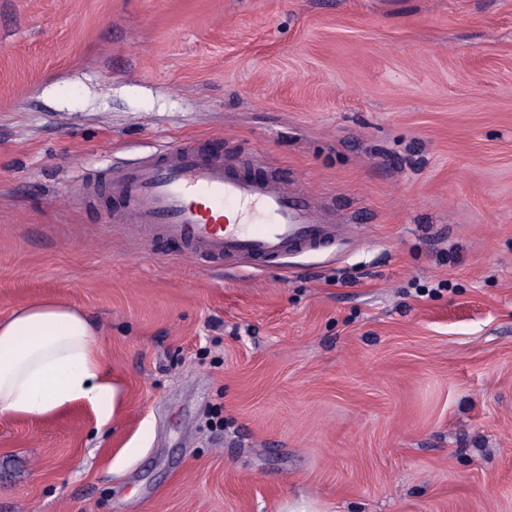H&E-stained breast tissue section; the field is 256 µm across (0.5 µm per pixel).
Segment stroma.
<instances>
[{
    "label": "stroma",
    "mask_w": 512,
    "mask_h": 512,
    "mask_svg": "<svg viewBox=\"0 0 512 512\" xmlns=\"http://www.w3.org/2000/svg\"><path fill=\"white\" fill-rule=\"evenodd\" d=\"M353 225L217 271L81 202L172 140ZM117 390L0 416V512H512V0H0V318Z\"/></svg>",
    "instance_id": "stroma-1"
}]
</instances>
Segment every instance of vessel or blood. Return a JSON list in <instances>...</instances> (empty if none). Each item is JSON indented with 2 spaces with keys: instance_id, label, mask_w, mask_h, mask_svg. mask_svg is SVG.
<instances>
[{
  "instance_id": "1",
  "label": "vessel or blood",
  "mask_w": 512,
  "mask_h": 512,
  "mask_svg": "<svg viewBox=\"0 0 512 512\" xmlns=\"http://www.w3.org/2000/svg\"><path fill=\"white\" fill-rule=\"evenodd\" d=\"M265 164L257 154L204 156L182 139L113 168L106 183L82 179L78 191L92 197L106 186L111 223L179 242L205 264L285 259L346 235L320 197Z\"/></svg>"
}]
</instances>
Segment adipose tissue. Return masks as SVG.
I'll return each instance as SVG.
<instances>
[{"mask_svg": "<svg viewBox=\"0 0 512 512\" xmlns=\"http://www.w3.org/2000/svg\"><path fill=\"white\" fill-rule=\"evenodd\" d=\"M83 400L100 423L114 409L98 333L81 312L43 301L0 320V416H40Z\"/></svg>", "mask_w": 512, "mask_h": 512, "instance_id": "1", "label": "adipose tissue"}]
</instances>
